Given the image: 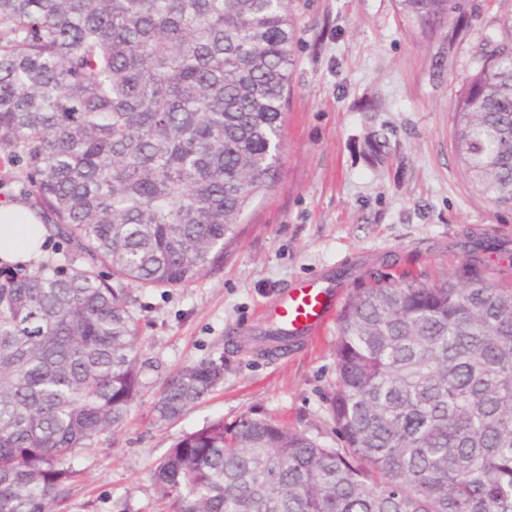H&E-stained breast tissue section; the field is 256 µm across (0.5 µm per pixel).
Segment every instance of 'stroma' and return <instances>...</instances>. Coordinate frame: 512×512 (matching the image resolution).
<instances>
[{
  "label": "stroma",
  "mask_w": 512,
  "mask_h": 512,
  "mask_svg": "<svg viewBox=\"0 0 512 512\" xmlns=\"http://www.w3.org/2000/svg\"><path fill=\"white\" fill-rule=\"evenodd\" d=\"M468 33L427 32L396 0H290L295 65L276 184L237 227L224 267L186 288L133 290L143 340L142 394L126 425L81 450L63 512H165L154 464L184 434L253 412L337 446L336 327L310 347L263 354V305L297 279L348 271L443 277L471 233L512 242V211L473 189L453 149L452 106L486 36L512 32V0H459ZM382 141L377 155L364 152ZM223 356L224 382L179 420L152 405L179 367Z\"/></svg>",
  "instance_id": "35a3bbf8"
}]
</instances>
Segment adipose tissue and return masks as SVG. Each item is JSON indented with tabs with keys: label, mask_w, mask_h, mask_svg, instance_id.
<instances>
[{
	"label": "adipose tissue",
	"mask_w": 512,
	"mask_h": 512,
	"mask_svg": "<svg viewBox=\"0 0 512 512\" xmlns=\"http://www.w3.org/2000/svg\"><path fill=\"white\" fill-rule=\"evenodd\" d=\"M48 235L41 218L27 203L0 204V261L14 265L37 259Z\"/></svg>",
	"instance_id": "1"
}]
</instances>
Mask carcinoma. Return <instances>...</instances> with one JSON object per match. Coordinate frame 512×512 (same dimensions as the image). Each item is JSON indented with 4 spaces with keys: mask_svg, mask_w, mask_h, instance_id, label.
<instances>
[{
    "mask_svg": "<svg viewBox=\"0 0 512 512\" xmlns=\"http://www.w3.org/2000/svg\"><path fill=\"white\" fill-rule=\"evenodd\" d=\"M289 3L0 0V153L62 244L56 262L0 277V512H60L78 452L140 396L133 288L223 268L277 181ZM398 5L423 31L459 10ZM452 112L473 188L512 209V42L485 39ZM461 248L446 278L407 272L346 299L330 399L341 447L254 413L214 421L151 472L169 512H512V285L484 259L502 244ZM223 383L222 355L184 366L156 422Z\"/></svg>",
    "mask_w": 512,
    "mask_h": 512,
    "instance_id": "obj_1",
    "label": "carcinoma"
}]
</instances>
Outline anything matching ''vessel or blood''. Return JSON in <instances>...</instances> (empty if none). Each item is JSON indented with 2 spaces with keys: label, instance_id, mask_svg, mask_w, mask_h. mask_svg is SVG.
Wrapping results in <instances>:
<instances>
[{
  "label": "vessel or blood",
  "instance_id": "1",
  "mask_svg": "<svg viewBox=\"0 0 512 512\" xmlns=\"http://www.w3.org/2000/svg\"><path fill=\"white\" fill-rule=\"evenodd\" d=\"M343 297V285L323 273L285 288L266 306L264 319L295 346H305L316 341L335 318Z\"/></svg>",
  "mask_w": 512,
  "mask_h": 512
}]
</instances>
